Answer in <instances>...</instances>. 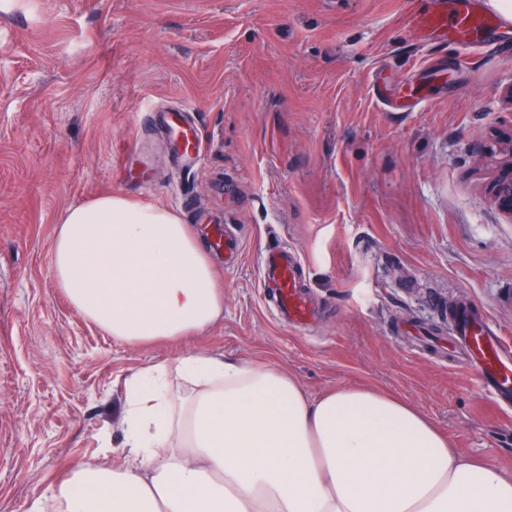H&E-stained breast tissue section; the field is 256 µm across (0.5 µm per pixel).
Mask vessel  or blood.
Returning a JSON list of instances; mask_svg holds the SVG:
<instances>
[{"label":"vessel or blood","instance_id":"b4317fda","mask_svg":"<svg viewBox=\"0 0 512 512\" xmlns=\"http://www.w3.org/2000/svg\"><path fill=\"white\" fill-rule=\"evenodd\" d=\"M497 18L476 7L474 0H439L435 9L416 15L410 22L415 35L450 38L460 43L489 42ZM189 106L165 111L160 130L170 140L183 169L201 164L202 146L196 127L189 121ZM207 235L214 249L236 255L239 239L222 224H210ZM300 260L281 248L267 249L262 258V284L271 293L281 313L303 325L315 317V309L302 291ZM451 360L455 366L474 372L476 381L503 411L512 413V341L505 339L497 325L464 306L448 316Z\"/></svg>","mask_w":512,"mask_h":512}]
</instances>
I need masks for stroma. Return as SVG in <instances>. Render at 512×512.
Masks as SVG:
<instances>
[{"mask_svg": "<svg viewBox=\"0 0 512 512\" xmlns=\"http://www.w3.org/2000/svg\"><path fill=\"white\" fill-rule=\"evenodd\" d=\"M436 0H0V512L74 465L121 459L125 383L194 351L267 363L309 396L373 386L512 474V417L447 356L434 299L512 339V218L486 194L485 142L512 127V28L488 46L416 40ZM193 107L206 153L174 178L133 115ZM128 155L120 181L114 162ZM237 229L213 253L224 316L149 346L116 340L57 288L51 240L105 194ZM293 250L319 309L283 323L267 246Z\"/></svg>", "mask_w": 512, "mask_h": 512, "instance_id": "35a3bbf8", "label": "stroma"}]
</instances>
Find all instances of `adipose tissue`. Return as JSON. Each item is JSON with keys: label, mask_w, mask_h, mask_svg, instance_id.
<instances>
[{"label": "adipose tissue", "mask_w": 512, "mask_h": 512, "mask_svg": "<svg viewBox=\"0 0 512 512\" xmlns=\"http://www.w3.org/2000/svg\"><path fill=\"white\" fill-rule=\"evenodd\" d=\"M52 270L123 342L196 335L224 315L190 225L118 194L61 215ZM173 371L192 384L184 397L167 387ZM123 425L122 464L70 469L29 512H512V474L374 388L311 397L274 366L194 353L130 379Z\"/></svg>", "instance_id": "obj_1"}]
</instances>
